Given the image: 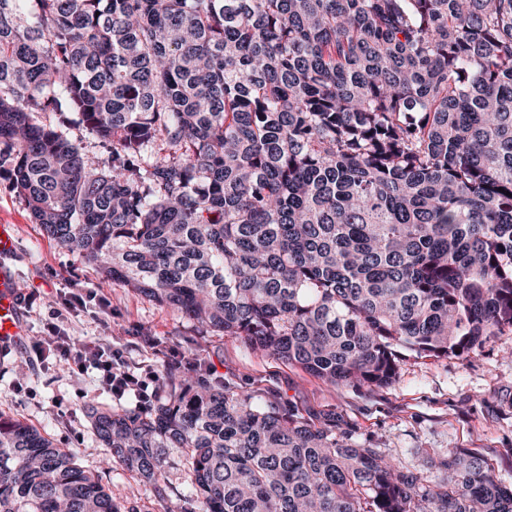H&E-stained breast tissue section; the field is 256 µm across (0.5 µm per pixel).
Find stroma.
<instances>
[{
    "label": "stroma",
    "mask_w": 512,
    "mask_h": 512,
    "mask_svg": "<svg viewBox=\"0 0 512 512\" xmlns=\"http://www.w3.org/2000/svg\"><path fill=\"white\" fill-rule=\"evenodd\" d=\"M0 224L16 227V249L9 261L21 292H39L23 304L28 345L0 353V413L38 427L56 444L74 449L78 463L97 473L113 497L135 485L121 468H100L103 450L96 440L90 410L113 405L94 373H78L61 361L42 363L29 344L45 333L44 323L58 292L102 291L112 303L71 313L59 325L82 342L111 337L130 362L156 363L141 337L160 347L177 348L186 358L215 364L231 390L252 396L280 414L316 419L339 417L343 430L365 448H375L399 466L427 471L433 452L469 451L483 457L495 476L512 483V335L500 336L463 359L417 357L404 352L398 378L389 386L331 385L301 368L287 365L234 336H217L187 321L177 311L151 302L130 288L99 289V274L47 238L33 224L24 202L0 176ZM165 498L152 485H141L140 512H182L189 493L185 472L170 469Z\"/></svg>",
    "instance_id": "35a3bbf8"
}]
</instances>
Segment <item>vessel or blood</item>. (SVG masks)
Masks as SVG:
<instances>
[{"label":"vessel or blood","instance_id":"1","mask_svg":"<svg viewBox=\"0 0 512 512\" xmlns=\"http://www.w3.org/2000/svg\"><path fill=\"white\" fill-rule=\"evenodd\" d=\"M16 247L15 227L0 224V346L20 347L26 339L19 290L12 268L6 264Z\"/></svg>","mask_w":512,"mask_h":512}]
</instances>
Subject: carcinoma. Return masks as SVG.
<instances>
[{
	"instance_id": "1",
	"label": "carcinoma",
	"mask_w": 512,
	"mask_h": 512,
	"mask_svg": "<svg viewBox=\"0 0 512 512\" xmlns=\"http://www.w3.org/2000/svg\"><path fill=\"white\" fill-rule=\"evenodd\" d=\"M2 173L101 284L390 385L512 333V0H0ZM92 425L187 512H512L472 453L428 479L197 375ZM0 512L139 510L0 413Z\"/></svg>"
}]
</instances>
